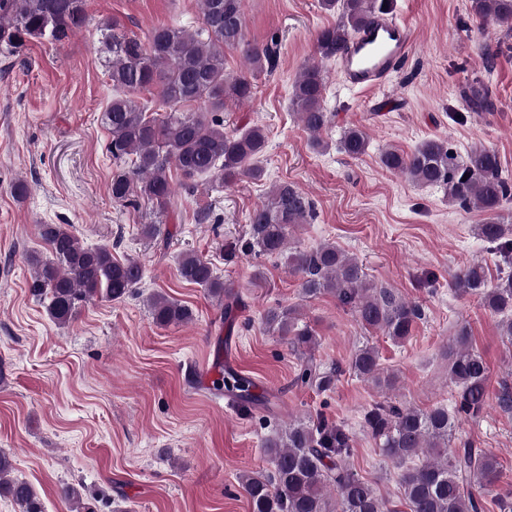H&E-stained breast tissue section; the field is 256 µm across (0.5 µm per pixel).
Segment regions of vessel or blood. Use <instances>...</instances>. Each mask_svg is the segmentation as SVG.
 <instances>
[{
  "label": "vessel or blood",
  "mask_w": 512,
  "mask_h": 512,
  "mask_svg": "<svg viewBox=\"0 0 512 512\" xmlns=\"http://www.w3.org/2000/svg\"><path fill=\"white\" fill-rule=\"evenodd\" d=\"M415 41L410 26L389 18H377L355 37L339 64L343 82L354 89L381 86L409 55Z\"/></svg>",
  "instance_id": "obj_1"
}]
</instances>
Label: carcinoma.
<instances>
[{
    "label": "carcinoma",
    "mask_w": 512,
    "mask_h": 512,
    "mask_svg": "<svg viewBox=\"0 0 512 512\" xmlns=\"http://www.w3.org/2000/svg\"><path fill=\"white\" fill-rule=\"evenodd\" d=\"M243 2L200 0L202 19L196 30L163 25L144 39L128 35L114 20L102 24L107 72L112 88L122 91L112 97L103 114L112 135L108 149L116 164L113 200L141 199L158 213H167L175 203L173 168L191 192L203 176L226 187L244 177L262 179L265 129L254 124L228 130L222 116L229 105L244 104L255 96L257 78L270 72L277 58L276 39L265 43L247 39ZM385 3L320 0L321 9L337 19L316 33L313 58L298 73L289 96L317 152L329 149L322 134L332 121L324 107L323 63L339 60L353 37L385 10ZM470 10L485 22L512 31V0H470ZM87 23L85 0H0V53L18 56L35 39L61 44ZM227 49L241 50L244 71H226ZM145 91L156 92L164 113H151L141 105L136 94ZM469 98L478 110L493 107L486 86H470ZM368 147L366 132L357 126L345 128L337 142L338 150L354 159L366 154ZM380 162L416 185L447 189L448 200L463 209L484 213L485 218L475 226L476 234L493 245L512 268V239L508 238L512 229L501 213L503 200L512 195V182L503 176L493 150L475 146L462 157L447 140L429 138L409 154L388 147ZM312 215V202L298 187L286 182L272 185L248 216L246 249L257 256H287L300 276L302 297L330 293L353 312L365 331L405 343L422 319L418 304L391 289L374 286L363 264L334 243L289 251L292 230L308 223ZM39 234L51 258L33 262L31 292L47 300L46 313L58 325L73 321L81 306L95 300L125 299L143 278L138 260L119 261L108 245H83L68 224H41ZM178 272L183 281L204 288L224 303V311L231 309L235 294L214 274L209 262L187 253ZM449 286L460 295L479 296L491 313L501 316V336L512 345V271L491 284L486 265L474 261L454 273ZM148 309L159 326L193 320L187 306L163 294L152 295ZM298 321L294 307L271 309L264 316L269 328L290 337L294 350L307 356L301 381L329 391L340 367L323 369L314 363L309 353L318 344L317 336L308 326H298ZM349 369L387 394L396 389V379L384 373L373 346L358 347ZM226 386L239 391L246 406L269 404L268 399L251 393V383L245 378L217 379L213 390L221 392ZM448 387V405L420 409L389 398L370 404L363 412V427L383 459L397 470L401 504L408 512H489L492 502L499 512H512L511 495L488 500L501 479L495 454L471 441L454 445L459 419L482 418L493 400L502 411H512V386L502 384L496 395L490 394V368L473 348L465 323L455 327L448 343ZM264 448L271 472L242 477L251 512H392L388 500L349 467L352 438L348 430L323 415L289 419L265 441ZM11 471L10 459L0 454V494L10 497L21 512H44L34 488L9 477ZM64 494L77 512H97L96 504L83 501L77 488L68 486Z\"/></svg>",
    "instance_id": "1"
}]
</instances>
